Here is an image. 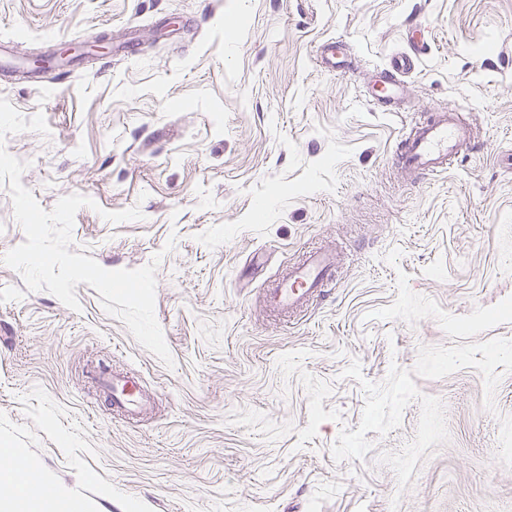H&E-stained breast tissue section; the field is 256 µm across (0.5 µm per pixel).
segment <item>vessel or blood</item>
<instances>
[{"label":"vessel or blood","instance_id":"obj_1","mask_svg":"<svg viewBox=\"0 0 512 512\" xmlns=\"http://www.w3.org/2000/svg\"><path fill=\"white\" fill-rule=\"evenodd\" d=\"M414 68L413 54L392 55L385 66L374 69L368 77L372 98L389 111H401L405 104L404 77ZM475 139L471 126L462 122L456 113L434 112L410 126L398 145L395 163L410 180L423 174L442 173ZM335 283V254L316 250L294 264L276 288L270 289L268 303L278 313L290 315L313 305ZM102 381L112 389V411L116 415L134 419L148 406L136 373L115 372L103 376Z\"/></svg>","mask_w":512,"mask_h":512}]
</instances>
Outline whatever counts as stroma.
I'll return each instance as SVG.
<instances>
[{
    "instance_id": "stroma-1",
    "label": "stroma",
    "mask_w": 512,
    "mask_h": 512,
    "mask_svg": "<svg viewBox=\"0 0 512 512\" xmlns=\"http://www.w3.org/2000/svg\"><path fill=\"white\" fill-rule=\"evenodd\" d=\"M427 36L387 112L367 73ZM107 48L29 82L33 57ZM351 59L317 64L324 43ZM18 65L5 137L71 252L156 266L166 366L99 293L79 310L0 261V448L91 512H512V0H0ZM452 110L477 152L403 180L410 124ZM139 207L115 224L103 211ZM336 284L286 323L263 291L309 250ZM158 401L112 413L94 369Z\"/></svg>"
}]
</instances>
